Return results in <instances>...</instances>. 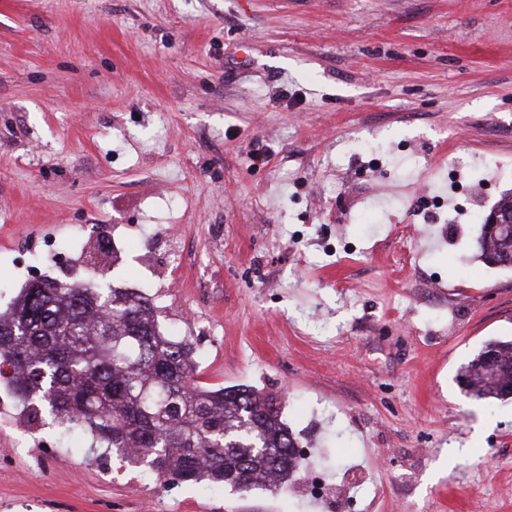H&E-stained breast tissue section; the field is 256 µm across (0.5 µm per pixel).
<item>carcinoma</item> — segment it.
Listing matches in <instances>:
<instances>
[{
	"mask_svg": "<svg viewBox=\"0 0 512 512\" xmlns=\"http://www.w3.org/2000/svg\"><path fill=\"white\" fill-rule=\"evenodd\" d=\"M479 257L512 265V228L481 220ZM191 344L161 331L157 306L122 288L80 283L26 288L0 317V381L39 425L81 426L157 480L248 492L266 474L283 488L297 438L274 398L249 387L195 383ZM477 399L512 397V341H491L468 363Z\"/></svg>",
	"mask_w": 512,
	"mask_h": 512,
	"instance_id": "obj_1",
	"label": "carcinoma"
}]
</instances>
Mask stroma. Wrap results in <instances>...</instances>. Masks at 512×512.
I'll return each instance as SVG.
<instances>
[{"label":"stroma","instance_id":"stroma-1","mask_svg":"<svg viewBox=\"0 0 512 512\" xmlns=\"http://www.w3.org/2000/svg\"><path fill=\"white\" fill-rule=\"evenodd\" d=\"M453 166L480 214L512 193V0H0V313L16 256L105 266L337 484H163L1 389L0 512H512V399L459 383L512 339V267L414 207ZM74 239L68 274L45 244ZM173 239L202 258L172 282Z\"/></svg>","mask_w":512,"mask_h":512}]
</instances>
